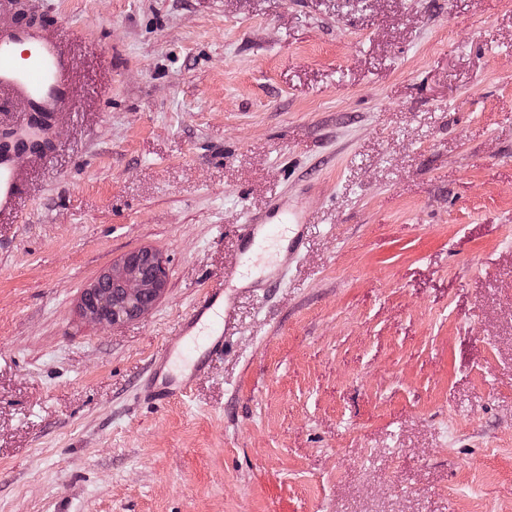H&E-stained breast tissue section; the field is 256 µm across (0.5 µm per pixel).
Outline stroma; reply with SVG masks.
<instances>
[{"mask_svg": "<svg viewBox=\"0 0 512 512\" xmlns=\"http://www.w3.org/2000/svg\"><path fill=\"white\" fill-rule=\"evenodd\" d=\"M75 97L0 224V512H512V0H12ZM299 203L188 395L140 388ZM168 286L94 323L140 248ZM147 268H150L149 276H145L139 270ZM104 272L84 290L81 298V310L90 321L112 326L122 325L127 320L150 310L167 288L166 263L162 255L151 248L127 255L122 263L108 271L119 281L122 288L121 298L114 299L111 291L100 287L99 282ZM149 292L155 294L152 301L147 300Z\"/></svg>", "mask_w": 512, "mask_h": 512, "instance_id": "stroma-1", "label": "stroma"}]
</instances>
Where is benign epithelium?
<instances>
[{"mask_svg": "<svg viewBox=\"0 0 512 512\" xmlns=\"http://www.w3.org/2000/svg\"><path fill=\"white\" fill-rule=\"evenodd\" d=\"M30 128L32 137L19 138L16 145L34 150L42 145L38 139V132L44 129L40 116L32 117ZM109 273L119 281L121 298H113L111 291L100 287L99 281H94L84 290L81 298V310L91 321L119 326L150 310L167 288L166 263L162 255L151 248L127 255Z\"/></svg>", "mask_w": 512, "mask_h": 512, "instance_id": "obj_1", "label": "benign epithelium"}]
</instances>
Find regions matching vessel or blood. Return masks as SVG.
Wrapping results in <instances>:
<instances>
[{"label":"vessel or blood","instance_id":"b4317fda","mask_svg":"<svg viewBox=\"0 0 512 512\" xmlns=\"http://www.w3.org/2000/svg\"><path fill=\"white\" fill-rule=\"evenodd\" d=\"M11 92L28 109L51 115L60 112L74 97L71 64L60 37L42 28L17 22L0 25V91ZM24 185L20 158L12 150L0 152V223H17ZM279 220L270 223L249 219L243 236L248 243L247 265L255 276L234 268L224 273L222 292L199 302L177 338L165 345V353L153 363L146 387L153 395L174 399L187 394L193 380L205 368L209 354L223 348L231 334V318L240 288H270L279 284L284 266L297 255L306 228L300 209H279ZM287 241V254L276 251Z\"/></svg>","mask_w":512,"mask_h":512}]
</instances>
